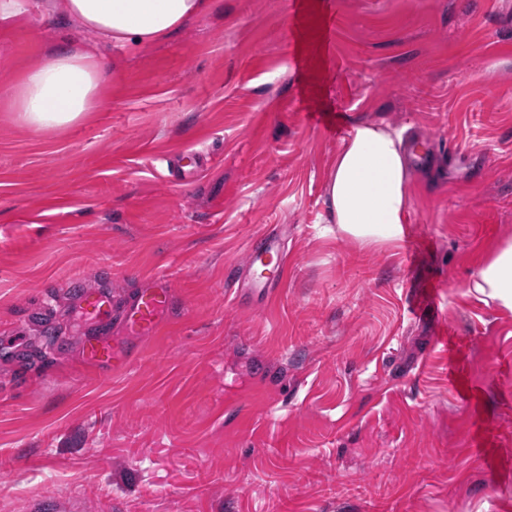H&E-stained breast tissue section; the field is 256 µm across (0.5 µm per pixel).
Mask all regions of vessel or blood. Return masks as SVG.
Instances as JSON below:
<instances>
[{"label":"vessel or blood","mask_w":512,"mask_h":512,"mask_svg":"<svg viewBox=\"0 0 512 512\" xmlns=\"http://www.w3.org/2000/svg\"><path fill=\"white\" fill-rule=\"evenodd\" d=\"M408 153L415 168L433 164L434 155L429 143L420 138H409ZM283 253L277 238L271 234L253 237L247 248V266L256 289L268 288V271L280 267ZM168 302L163 288L141 291L123 301H115L111 289L75 287L69 293L71 311L85 325L84 350L89 361L99 367L120 368L130 357L111 345L113 327H121L133 336L156 334L161 326L160 315Z\"/></svg>","instance_id":"b4317fda"}]
</instances>
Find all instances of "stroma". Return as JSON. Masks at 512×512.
I'll list each match as a JSON object with an SVG mask.
<instances>
[{
  "instance_id": "stroma-1",
  "label": "stroma",
  "mask_w": 512,
  "mask_h": 512,
  "mask_svg": "<svg viewBox=\"0 0 512 512\" xmlns=\"http://www.w3.org/2000/svg\"><path fill=\"white\" fill-rule=\"evenodd\" d=\"M61 46L105 101L38 132L7 92ZM339 118L474 165L410 174L402 240L360 245L326 204ZM264 233L288 275L251 295ZM508 237L512 0H214L141 49L40 0L0 31V512H512V312L465 289ZM76 278L169 293L162 335L113 333L120 373L86 361Z\"/></svg>"
}]
</instances>
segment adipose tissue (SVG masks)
<instances>
[{
    "instance_id": "ef3b65f1",
    "label": "adipose tissue",
    "mask_w": 512,
    "mask_h": 512,
    "mask_svg": "<svg viewBox=\"0 0 512 512\" xmlns=\"http://www.w3.org/2000/svg\"><path fill=\"white\" fill-rule=\"evenodd\" d=\"M212 8V0H63L64 12L119 48L146 47L173 36ZM104 77L94 57L54 49L9 92L18 120L51 131L80 120L103 102ZM409 167L400 134L357 125L336 157L327 197L338 230L360 244H392L403 236ZM479 300L512 311V240L499 243L466 283Z\"/></svg>"
}]
</instances>
